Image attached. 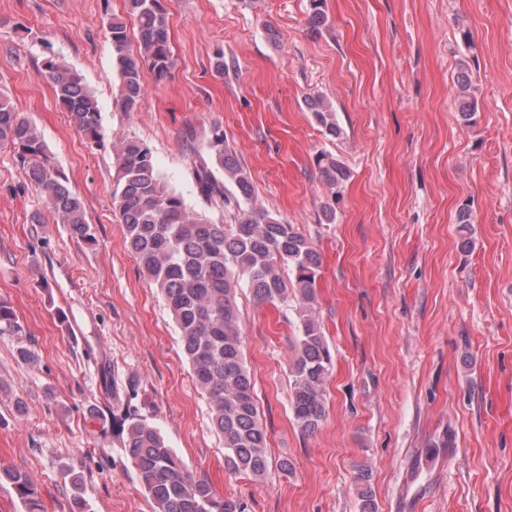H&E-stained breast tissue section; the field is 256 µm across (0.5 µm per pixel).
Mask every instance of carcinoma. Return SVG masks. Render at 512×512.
<instances>
[{"label": "carcinoma", "instance_id": "carcinoma-1", "mask_svg": "<svg viewBox=\"0 0 512 512\" xmlns=\"http://www.w3.org/2000/svg\"><path fill=\"white\" fill-rule=\"evenodd\" d=\"M126 3V12L139 29L137 47L130 46L126 19L112 15L106 28L118 75L117 102L129 116L139 109L146 78L158 83L170 79L174 61L163 0ZM42 75L85 143L91 148L105 145L99 103L81 73L48 57ZM456 83L460 120L470 125L478 100L464 60ZM307 105L323 133L336 137L339 128L331 107L320 98L308 99ZM0 148L14 152L31 187L60 223L83 243L95 244L83 203L52 162L37 127L2 94ZM111 148L118 169L112 205L123 224L125 244L143 275L160 290L180 330L192 377L209 406L213 429L224 440V463L235 472L264 478L269 471L266 432L255 382L245 364L236 293L246 287L261 302L286 304L293 298L299 303L300 333L291 364L289 410L298 429L312 434L326 418L324 387L333 367L316 307L320 253L294 225L253 203L250 175L235 154L224 148L223 131H212L206 152L193 149L199 158L194 178L206 205L234 210L232 224L214 223L189 207L180 193L162 181L153 153L142 141L122 138L111 142ZM316 165L333 192L348 178L343 163L329 153L317 154ZM457 224L460 248L468 251L472 247L469 208L459 210ZM22 331L11 307L0 301V334ZM114 420L123 454L152 501L153 512H244L241 503L224 498L196 477L160 429L138 409L128 405ZM63 477L70 485L74 510L90 512L81 472L68 466ZM1 480L12 486L26 512L42 510L38 490L26 473L1 466ZM357 496L360 512H378L370 487L358 488Z\"/></svg>", "mask_w": 512, "mask_h": 512}]
</instances>
